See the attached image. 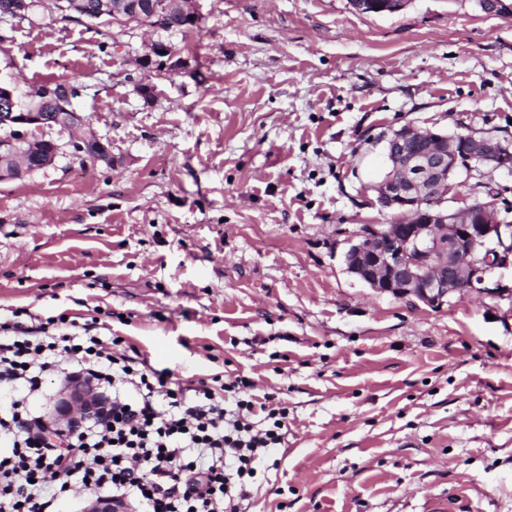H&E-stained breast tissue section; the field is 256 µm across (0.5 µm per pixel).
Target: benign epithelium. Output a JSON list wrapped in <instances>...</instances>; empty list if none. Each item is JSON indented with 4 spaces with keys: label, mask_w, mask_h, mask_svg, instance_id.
<instances>
[{
    "label": "benign epithelium",
    "mask_w": 512,
    "mask_h": 512,
    "mask_svg": "<svg viewBox=\"0 0 512 512\" xmlns=\"http://www.w3.org/2000/svg\"><path fill=\"white\" fill-rule=\"evenodd\" d=\"M410 0H349L363 14H391ZM489 15L512 14L509 0H477ZM145 5L137 0H101L100 15L112 13L123 26L148 25L138 18ZM141 69L158 76L186 67L179 54L155 42L140 57ZM64 112L59 123L76 124L78 112L69 111L74 96H62ZM54 127L42 113L20 100L16 89L0 81V129L14 136L0 140V179L7 176L6 163L17 144L44 145L51 159L60 146L38 139L36 134ZM384 172L372 185L376 202L391 219L386 224H366L344 254L347 272L370 288L392 295H413L437 308L448 297L484 291L486 276L496 269L512 268V224L496 215L491 205L470 204L462 210L448 208L453 178L482 167L512 172V144L477 132L467 134L420 131L403 126L384 138ZM56 413L47 418L49 428L66 431L88 417H98L104 403L90 382L70 377L63 382ZM81 512H135L125 500L95 497Z\"/></svg>",
    "instance_id": "obj_1"
}]
</instances>
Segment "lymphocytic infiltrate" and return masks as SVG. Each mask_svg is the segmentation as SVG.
Here are the masks:
<instances>
[{
    "label": "lymphocytic infiltrate",
    "mask_w": 512,
    "mask_h": 512,
    "mask_svg": "<svg viewBox=\"0 0 512 512\" xmlns=\"http://www.w3.org/2000/svg\"><path fill=\"white\" fill-rule=\"evenodd\" d=\"M96 329L68 331L63 316L0 320V388L15 393L0 404V512H57L77 489L136 499L141 512H245L259 465L284 441L285 409L270 394L228 405L233 383L169 381ZM61 366L112 393L106 416L66 435L27 408L44 373ZM258 410L267 427L253 423Z\"/></svg>",
    "instance_id": "lymphocytic-infiltrate-1"
}]
</instances>
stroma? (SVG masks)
Segmentation results:
<instances>
[{
    "label": "stroma",
    "instance_id": "obj_1",
    "mask_svg": "<svg viewBox=\"0 0 512 512\" xmlns=\"http://www.w3.org/2000/svg\"><path fill=\"white\" fill-rule=\"evenodd\" d=\"M170 35L188 67L137 64L150 30L60 20L51 0L0 23V80L81 83L77 110L111 164L68 131L45 169L0 180V313L107 316L174 379L276 394L283 447L247 512H512V273L500 293L432 308L347 272L380 133L403 126L512 141V15L476 0H189ZM151 86L141 97L136 84ZM512 223V174L461 177ZM410 0H349L351 7L363 14H391L404 9Z\"/></svg>",
    "mask_w": 512,
    "mask_h": 512
}]
</instances>
